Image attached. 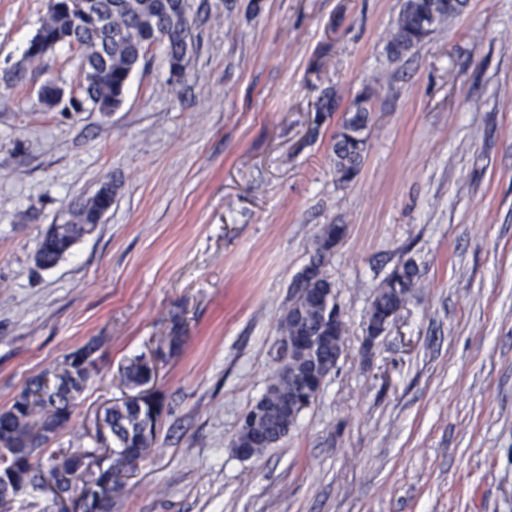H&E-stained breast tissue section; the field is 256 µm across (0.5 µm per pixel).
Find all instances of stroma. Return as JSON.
<instances>
[{"label": "stroma", "instance_id": "obj_1", "mask_svg": "<svg viewBox=\"0 0 512 512\" xmlns=\"http://www.w3.org/2000/svg\"><path fill=\"white\" fill-rule=\"evenodd\" d=\"M182 84L151 48L110 114L46 111L82 79L68 45L0 84V409L96 343L97 369L56 448H91L125 366L180 335L153 385L155 442L112 512H512V0H467L406 58L385 46L402 0H190ZM47 0H0V67ZM338 112L316 121L327 90ZM368 94L358 175L332 137ZM117 183L101 224L55 266L37 246L70 202ZM343 312L336 369L288 437L231 442L279 364L291 284L323 225ZM419 272L365 350L393 268Z\"/></svg>", "mask_w": 512, "mask_h": 512}]
</instances>
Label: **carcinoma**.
<instances>
[{
	"label": "carcinoma",
	"mask_w": 512,
	"mask_h": 512,
	"mask_svg": "<svg viewBox=\"0 0 512 512\" xmlns=\"http://www.w3.org/2000/svg\"><path fill=\"white\" fill-rule=\"evenodd\" d=\"M87 12L78 14L48 6L44 22L29 41L23 61L5 70L0 80L20 84L26 79L28 62H37L59 43L81 50L83 81L78 87L79 105L72 111L108 113L117 109L131 75L154 46L164 49L170 81H184L194 50L192 30L196 23L189 0H85ZM423 36L418 13L403 6L394 32L386 44L387 56L399 59ZM39 100L53 112L60 106L58 92L45 85ZM370 113L353 112L343 118L331 145L336 175L348 183L358 174L366 149ZM97 193L67 207L69 223L45 235L38 244L36 262L51 267L63 257L68 245L78 239L83 225L95 224L115 194L111 182ZM343 224L321 228L310 264L318 280L293 281L291 305L280 323L279 359L283 365L267 392L244 416L231 447L236 456H260L288 436L300 413L318 398L324 384V365L335 358L341 339L327 330L329 315L336 311L334 284L324 272L326 258L345 235ZM414 264L395 266L371 304L373 315L384 318L401 309L418 280ZM181 347V337L169 336L153 355L137 356L127 366L125 378L139 388L156 377L157 362ZM96 347L88 344L65 357L60 368L29 381L13 404L0 411V441L13 443L9 454L0 456V512H13L16 499L8 487L22 484L37 492L60 481L61 475L78 465L71 450L47 452L52 437L67 427L75 398L86 388L95 370ZM163 411L162 400L151 395L141 406L124 399L107 409L110 454L130 466L146 456L154 442L156 425ZM78 490L81 512H111L112 498L122 491L119 473L112 466L97 470L81 482Z\"/></svg>",
	"instance_id": "cac0c4a2"
}]
</instances>
